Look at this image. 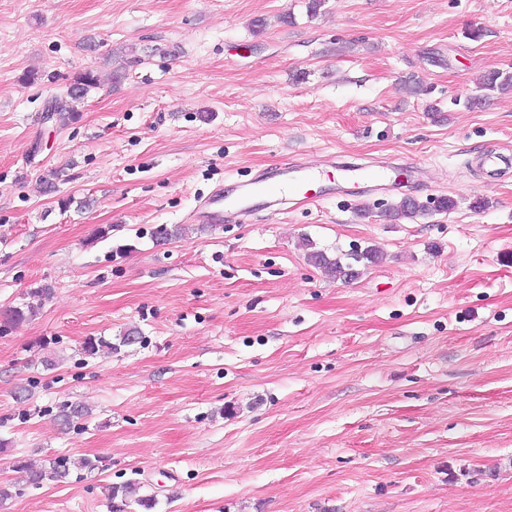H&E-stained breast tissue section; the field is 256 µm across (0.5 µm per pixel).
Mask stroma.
<instances>
[{
	"label": "stroma",
	"mask_w": 512,
	"mask_h": 512,
	"mask_svg": "<svg viewBox=\"0 0 512 512\" xmlns=\"http://www.w3.org/2000/svg\"><path fill=\"white\" fill-rule=\"evenodd\" d=\"M306 3L0 0V309L48 290L0 334V482L23 489L0 512H110L128 481L154 512H512V168L481 163L512 154V89L466 105L512 71V0ZM89 70L78 122L45 121ZM300 157L335 162L330 185L344 165L424 176L357 194L368 217L270 198L155 242L213 186ZM404 194L457 205L379 217ZM306 238L385 257L332 280ZM129 327L140 343L83 356ZM67 401L93 418L61 428ZM56 455L100 467L35 488L14 465ZM512 88V73L493 70L485 73L477 82L475 93L467 97L470 108H481L490 98L491 92L506 91Z\"/></svg>",
	"instance_id": "1"
}]
</instances>
